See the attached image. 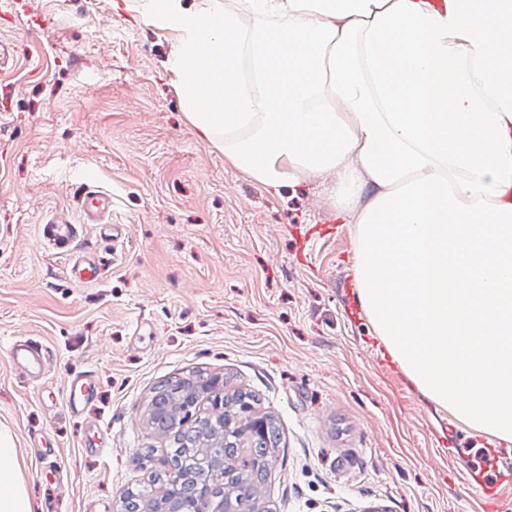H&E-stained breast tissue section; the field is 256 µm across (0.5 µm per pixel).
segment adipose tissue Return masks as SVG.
I'll list each match as a JSON object with an SVG mask.
<instances>
[{"mask_svg":"<svg viewBox=\"0 0 512 512\" xmlns=\"http://www.w3.org/2000/svg\"><path fill=\"white\" fill-rule=\"evenodd\" d=\"M188 119L266 187L329 179L390 359L512 444V0H145ZM0 431V512H38Z\"/></svg>","mask_w":512,"mask_h":512,"instance_id":"ef3b65f1","label":"adipose tissue"}]
</instances>
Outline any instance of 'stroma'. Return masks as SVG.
Here are the masks:
<instances>
[{"mask_svg":"<svg viewBox=\"0 0 512 512\" xmlns=\"http://www.w3.org/2000/svg\"><path fill=\"white\" fill-rule=\"evenodd\" d=\"M177 43L144 0L0 13V428L42 512H121V490L165 467L169 441L146 423L157 387L195 372L254 390L280 426L255 512H481L471 474L512 512V446L384 355L354 296L355 227L327 183L275 191L231 169L183 110ZM90 190L111 196L122 242L84 223ZM56 214L78 225L97 281H75L41 244ZM28 336L49 353L40 382L7 358ZM88 371L97 395L76 416L62 388ZM58 465L76 475L62 497Z\"/></svg>","mask_w":512,"mask_h":512,"instance_id":"obj_1","label":"stroma"}]
</instances>
